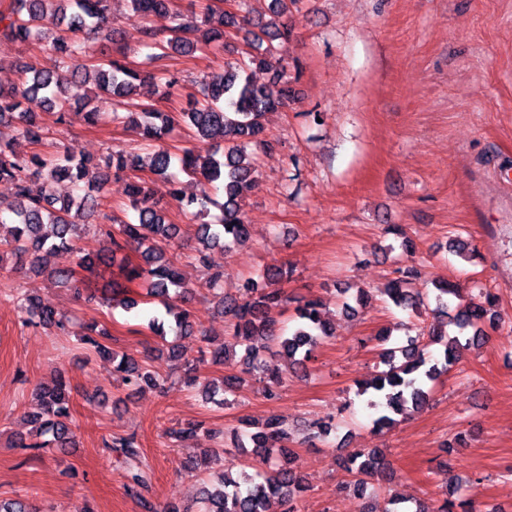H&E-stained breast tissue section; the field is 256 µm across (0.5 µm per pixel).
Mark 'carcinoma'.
Segmentation results:
<instances>
[{
    "instance_id": "cac0c4a2",
    "label": "carcinoma",
    "mask_w": 512,
    "mask_h": 512,
    "mask_svg": "<svg viewBox=\"0 0 512 512\" xmlns=\"http://www.w3.org/2000/svg\"><path fill=\"white\" fill-rule=\"evenodd\" d=\"M296 0H271L270 16L254 24L249 31L257 53L237 64H229L224 74L213 78L202 88V99L189 103L186 110L172 115L162 111L157 102H141L137 111L121 114L112 112L111 120L134 126L142 139L154 147L146 157L123 150L112 152L106 168L118 176L144 166L157 176L168 195L182 211L194 218L210 212V207L221 211L216 223L198 225L197 236L202 249L231 247L244 242L249 235L243 203L255 189L258 169L254 153L267 145L265 120L270 112L284 108L293 98L289 63L278 53L273 41L286 39L289 6ZM132 13L146 21L153 16H167L170 24L158 31L150 26L142 28L143 46L149 49L146 59L163 60L171 53L189 54L200 45L220 44L232 29L250 23L247 16L224 10L214 0L198 3L191 0L187 12L173 9V0H129ZM52 25L59 31L54 39L52 54L55 69H37L23 61L14 62L22 74V82L0 86V124L16 125L18 134L31 143H39L44 136L41 112L64 109L69 97L62 72H84L85 81L92 84V97L108 94L122 101L135 95L139 84L156 80L154 73L128 65L127 47L113 37L110 27L109 0H10L6 9H0V39L24 43L42 35ZM107 34L111 53L101 60H92L89 39ZM258 68L270 75V84L253 79L252 69ZM278 86L272 91L269 85ZM183 123L195 132L198 146L187 149L178 157L164 146V141L176 124ZM91 161L70 152L50 157L34 154L19 156L9 143H0V182L13 187V197L0 201V262L10 258L16 268L28 269L38 275L49 273L59 283H69L80 269L94 274L96 267L106 261L118 270L124 282H112V293L102 294L106 307L119 305L127 310L139 306L140 300L131 296L130 285L139 281L145 297L165 303L170 294L189 295L191 289L183 282L177 270L166 257L165 247L177 235L176 225L166 220L165 209L156 199V190L144 181L128 184L130 207L137 213V222H127L115 215H104L106 224L97 225L110 247L104 255L91 257L81 253L77 245L78 230L93 215L99 201L105 197L108 176L99 174L95 185L84 194L81 183L89 173ZM183 172L210 185L213 192L184 197L178 188L177 172ZM69 182L77 194L58 197L54 185ZM118 225L112 231L111 225ZM67 253L74 259L75 268L50 269L51 258ZM418 275L413 266L398 270L384 293L392 304L403 310H416L424 305L419 291L411 287ZM283 277L278 266L268 267L247 286L242 301L224 297V271L216 270L209 276V288L219 296V311L229 318L231 340L211 352L214 364H224L229 349L244 348L237 368L224 375L221 384L205 391L208 400H214L218 390L235 395L251 378L262 385L263 394L272 399L278 396L282 376L268 372L261 351L277 349L291 366L305 367L312 359L320 342L335 334L325 321L322 302L307 299L295 308V325L288 335L275 333L276 321L272 310L288 302V296L277 284ZM437 311L448 318L455 331H430L427 341L410 339L405 345H389L391 330H381L376 337L385 369L359 384L357 393L367 397L369 408L378 411L373 424L378 430L396 424L397 416L429 405V384L448 373L457 363L462 351L479 347L488 337V330L496 328L494 306L497 296L488 289L472 283L462 285L440 281L435 285ZM21 310L25 321L33 327L69 325L66 317L42 305L36 295H21ZM148 328L161 338L167 331L185 336L201 332L195 315L188 309L167 305L164 314L148 319ZM85 325L74 335L89 345L91 353L112 359V373L120 374L123 384L135 387L160 388L165 379L151 364L141 363L90 337ZM66 384L59 382L36 393L38 411L32 414L37 435H52V441H32L18 436V448H45L50 445L66 452L75 445L72 432V412L65 395ZM332 423L313 421L304 426L302 442L313 443L328 437ZM288 431L275 417L256 426V431L245 437L235 435L232 447L242 454L256 455L269 466L267 471L250 473L235 469L232 463L221 467L202 483L201 507L198 512H296L295 500L304 491L303 477L294 465L292 449L285 445ZM104 447L115 453L127 472L128 494L136 499L144 512H154V505L144 496L149 477L143 468L141 448L134 436H115L104 441ZM344 469L355 477L354 487L365 489L369 480L386 473L387 462L379 448H355L343 461Z\"/></svg>"
}]
</instances>
